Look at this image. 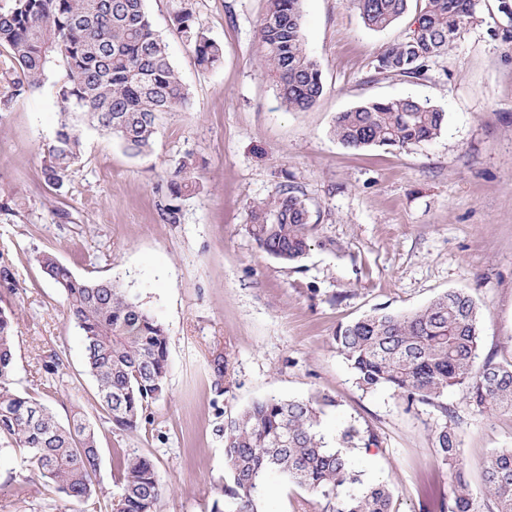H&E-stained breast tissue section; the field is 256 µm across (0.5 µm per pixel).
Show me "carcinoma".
Listing matches in <instances>:
<instances>
[{"label":"carcinoma","mask_w":512,"mask_h":512,"mask_svg":"<svg viewBox=\"0 0 512 512\" xmlns=\"http://www.w3.org/2000/svg\"><path fill=\"white\" fill-rule=\"evenodd\" d=\"M301 0H268L258 25L267 74L291 111L312 106L323 91L322 75L301 33ZM410 0H351L365 25L391 27L409 10ZM487 10L492 35L512 44V26L498 21L512 0H422L414 29L377 56L375 71L420 79L432 59L451 51L463 30ZM176 33L193 48L199 64L212 67L221 46L195 24L187 7L173 16ZM0 44L11 55L0 70V119L11 102L40 87L58 65L60 123L41 169L45 184L62 190L81 159L82 130L88 124L126 149L142 154L152 147L163 112L184 111L189 89L174 70L167 44L155 34L144 0H16L0 12ZM445 113L428 101L407 96L369 101L336 116L333 134L353 149L393 148L437 137ZM200 188L191 155L177 163L165 187L162 215L174 218L175 202ZM314 225L301 192L281 184L251 210L248 231L258 247L282 264L300 262ZM36 261L61 288L69 317L81 336L85 368L96 382L98 403L112 426L136 431L151 423V407L166 390L168 340L163 324L130 291L110 280L74 275L51 254ZM479 305L465 291H448L409 314L376 308L336 330L333 341L356 385L371 392L389 388L414 403L433 405L448 416L442 397L462 386L480 412L512 413V363L486 358L478 363ZM16 309L0 306V443L23 452L30 474L74 504L96 493L101 461L94 424L73 405L62 424L42 402L15 387ZM326 397L257 399L224 425L228 481L211 512H258L266 476L274 473L325 501L324 512H392L389 485L364 486L347 450L379 447L378 435L350 427L332 448L320 431ZM442 462L461 455L456 428L434 431ZM118 490L112 512H156L164 492L154 463L146 456L116 450ZM447 512H512V448L493 451L485 466L484 508L476 506L463 476H457Z\"/></svg>","instance_id":"cac0c4a2"}]
</instances>
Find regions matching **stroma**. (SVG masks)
Listing matches in <instances>:
<instances>
[{
    "instance_id": "obj_1",
    "label": "stroma",
    "mask_w": 512,
    "mask_h": 512,
    "mask_svg": "<svg viewBox=\"0 0 512 512\" xmlns=\"http://www.w3.org/2000/svg\"><path fill=\"white\" fill-rule=\"evenodd\" d=\"M188 4L220 43L216 66L198 65L172 20ZM155 32L191 93L187 111L160 115L154 145L131 156L88 128L82 159L63 192L41 167L59 122L51 67L42 86L15 99L0 120V258L16 274V380L66 419L80 405L102 450L97 496L72 506L44 482L24 478L21 455L0 457V512H110L114 451L151 458L165 485L157 512H210L224 484L225 423L269 396L332 399L321 431L336 441L348 425L374 429L376 448L350 452L364 483L387 482L394 512H443L456 474L476 502L494 450L512 448V414L479 412L464 388L444 397L461 441L458 466L443 464L433 407L390 390L357 387L332 337L376 308L410 313L437 296L468 292L482 308L480 357L512 361V44L491 37L490 19L469 26L450 54L419 80L378 75L382 49L410 33L415 15L367 28L350 0H302V31L323 92L306 111L287 110L261 67L257 28L267 0H145ZM429 99L445 122L432 141L399 150H354L331 129L338 113L369 100ZM201 164L200 188L162 218L166 181L185 154ZM304 195L315 225L305 257L286 266L250 236L252 208L280 183ZM62 208L70 222L54 215ZM49 252L75 275L117 281L138 295L168 333L166 393L147 430L113 429L85 371L83 344L60 288L41 272ZM64 367L45 383L43 356ZM227 363L217 375L215 358ZM321 512L318 497L266 477L260 512Z\"/></svg>"
}]
</instances>
